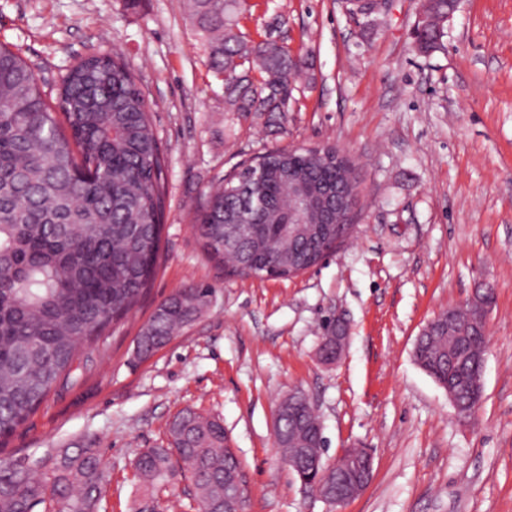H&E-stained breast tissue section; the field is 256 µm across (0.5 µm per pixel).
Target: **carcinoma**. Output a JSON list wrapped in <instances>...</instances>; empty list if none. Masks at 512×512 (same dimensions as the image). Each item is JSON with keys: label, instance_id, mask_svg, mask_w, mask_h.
Wrapping results in <instances>:
<instances>
[{"label": "carcinoma", "instance_id": "obj_1", "mask_svg": "<svg viewBox=\"0 0 512 512\" xmlns=\"http://www.w3.org/2000/svg\"><path fill=\"white\" fill-rule=\"evenodd\" d=\"M210 67L224 76L234 112H282L303 71L275 40L238 31V0H189ZM457 0H428L415 47H442ZM259 77H254V74ZM273 149L259 155L194 211L206 254L228 273L261 279L318 264L332 240L320 225L288 223V179L279 166L308 170L324 188L354 184L352 162ZM166 159L150 103L118 55L76 59L55 100L33 70L0 42V439L50 393L76 384L86 350L147 292L161 259ZM209 289L188 286L163 300L136 340L147 357L202 312ZM443 326L420 339L415 362L445 388L472 376L488 338L482 325L459 336L471 313L443 311ZM283 446L296 461L310 450L304 428L316 417L304 401L280 407ZM224 424L190 410L168 425V446L134 462L145 488L177 475L191 480L198 512H224V471L240 468L225 447ZM105 471L98 451L39 458L29 467L0 460V512H98Z\"/></svg>", "mask_w": 512, "mask_h": 512}]
</instances>
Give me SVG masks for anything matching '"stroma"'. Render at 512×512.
Masks as SVG:
<instances>
[{"instance_id":"obj_1","label":"stroma","mask_w":512,"mask_h":512,"mask_svg":"<svg viewBox=\"0 0 512 512\" xmlns=\"http://www.w3.org/2000/svg\"><path fill=\"white\" fill-rule=\"evenodd\" d=\"M239 28L306 57L276 121L229 112L187 0H0V42L45 90L75 58L118 54L151 105L166 156L162 257L137 307L0 440L20 466L98 448L107 512H197L183 477L144 491L133 460L166 445L192 409L219 418L247 476V512H512V0H460L443 50L413 34L421 0H390L376 26L344 0H246ZM338 145L359 176L345 243L289 279H240L204 252L193 212L240 163L267 150ZM209 288L202 314L149 358L135 338L156 306ZM489 286L483 398L459 418L413 360L422 328ZM342 320L338 363L320 362L324 323ZM302 390L324 424L325 458L366 448L374 477L332 505L302 487L274 447L279 402Z\"/></svg>"}]
</instances>
